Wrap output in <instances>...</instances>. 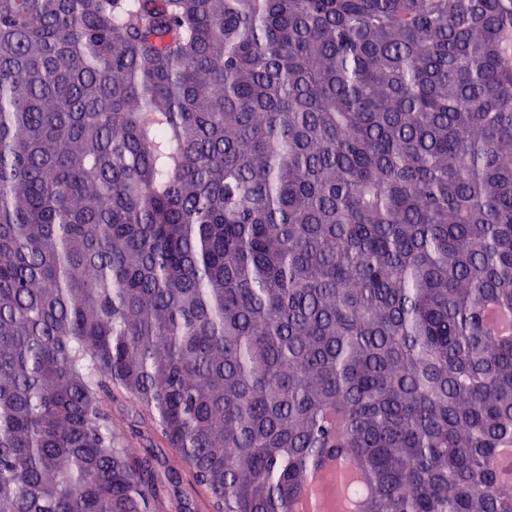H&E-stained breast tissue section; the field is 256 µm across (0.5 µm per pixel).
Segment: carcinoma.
Here are the masks:
<instances>
[{
  "label": "carcinoma",
  "instance_id": "carcinoma-1",
  "mask_svg": "<svg viewBox=\"0 0 512 512\" xmlns=\"http://www.w3.org/2000/svg\"><path fill=\"white\" fill-rule=\"evenodd\" d=\"M503 319L512 0H0V512H512ZM123 407L120 406V403H112V416H115L117 424L121 425L123 431L129 438L131 442H133L137 448H141L143 452L147 450H151L152 448L156 450V448H165L162 447L157 441H153L146 434H143L144 430L141 427V424L135 420V418L129 417V420H125L124 423L121 420V413ZM141 432V434L139 433Z\"/></svg>",
  "mask_w": 512,
  "mask_h": 512
}]
</instances>
